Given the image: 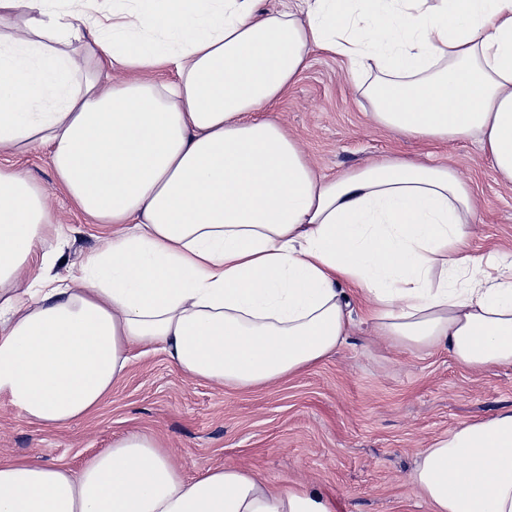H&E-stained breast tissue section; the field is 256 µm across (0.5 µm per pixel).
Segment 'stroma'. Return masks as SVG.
<instances>
[{
  "mask_svg": "<svg viewBox=\"0 0 512 512\" xmlns=\"http://www.w3.org/2000/svg\"><path fill=\"white\" fill-rule=\"evenodd\" d=\"M269 110L330 177L384 156L451 165L478 204L472 253L512 255V184L495 175L479 143L428 142L378 126L344 58L312 51L287 96ZM0 164L23 171L47 196L56 223L69 227L56 271L80 263L109 236L110 225L64 193L44 149L1 154ZM361 317L353 309L346 343L306 372L255 388L192 381L164 353L131 350L125 376L86 420L44 428L0 402V457L76 471L137 432L165 439L189 478L234 464L279 484H307L334 512H428L410 481L418 450L511 408L512 365L475 373L443 346L381 344Z\"/></svg>",
  "mask_w": 512,
  "mask_h": 512,
  "instance_id": "obj_1",
  "label": "stroma"
}]
</instances>
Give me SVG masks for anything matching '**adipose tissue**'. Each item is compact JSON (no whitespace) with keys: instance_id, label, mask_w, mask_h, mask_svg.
I'll return each mask as SVG.
<instances>
[{"instance_id":"obj_1","label":"adipose tissue","mask_w":512,"mask_h":512,"mask_svg":"<svg viewBox=\"0 0 512 512\" xmlns=\"http://www.w3.org/2000/svg\"><path fill=\"white\" fill-rule=\"evenodd\" d=\"M0 0V153L47 150L110 236L63 279L46 203L0 166V400L61 428L90 418L132 348L186 377L253 388L341 346L354 299L376 336L512 365V262L469 250L477 202L457 172L382 157L318 175L263 116L311 50L373 76L378 125L478 138L512 183V0ZM22 25H13L15 15ZM174 73L169 83L149 70ZM40 262L38 286L17 285ZM430 512H512V408L421 449ZM0 512H331L303 483L235 465L189 479L131 433L80 471L0 458Z\"/></svg>"}]
</instances>
